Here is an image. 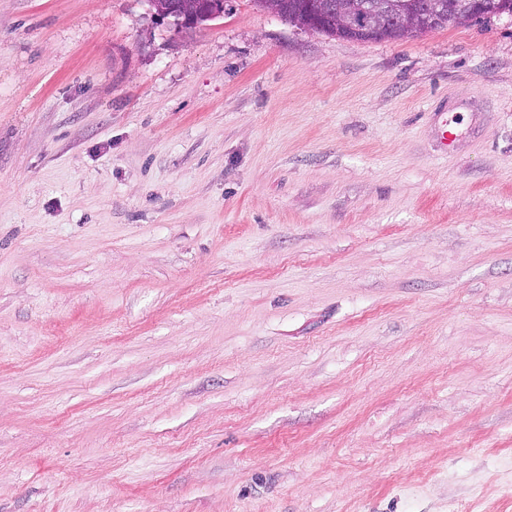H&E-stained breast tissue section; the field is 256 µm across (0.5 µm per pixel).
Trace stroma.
I'll return each mask as SVG.
<instances>
[{"mask_svg":"<svg viewBox=\"0 0 512 512\" xmlns=\"http://www.w3.org/2000/svg\"><path fill=\"white\" fill-rule=\"evenodd\" d=\"M0 512H512V17L0 0ZM150 11L155 19H172L174 24L182 29L195 26L200 14H205L210 20L224 16V0H147ZM203 4V5H201ZM201 17L199 25L210 21ZM282 2V7L279 15L288 19V21L298 23L302 25V18L304 14L307 12L306 18L304 20V24L307 28L316 29L322 28L323 26H327L328 23L326 19L328 17L324 16L322 11L317 6H309L310 0H279ZM303 26V25H302ZM337 1V2H336ZM325 12L336 4L334 24L340 32H359L374 37L384 28H394L406 37L421 30L457 24L462 15L475 10V0H426L420 10H409L401 0H320ZM432 30V29H431Z\"/></svg>","mask_w":512,"mask_h":512,"instance_id":"stroma-1","label":"stroma"}]
</instances>
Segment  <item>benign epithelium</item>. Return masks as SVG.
I'll use <instances>...</instances> for the list:
<instances>
[{
    "mask_svg": "<svg viewBox=\"0 0 512 512\" xmlns=\"http://www.w3.org/2000/svg\"><path fill=\"white\" fill-rule=\"evenodd\" d=\"M158 20H173L188 29L199 15L215 20L224 16V0H147ZM475 0H425L419 10H409L403 0H337L333 21L340 32H359L374 37L390 26L414 37L422 30L454 25L475 10Z\"/></svg>",
    "mask_w": 512,
    "mask_h": 512,
    "instance_id": "7a95c632",
    "label": "benign epithelium"
}]
</instances>
